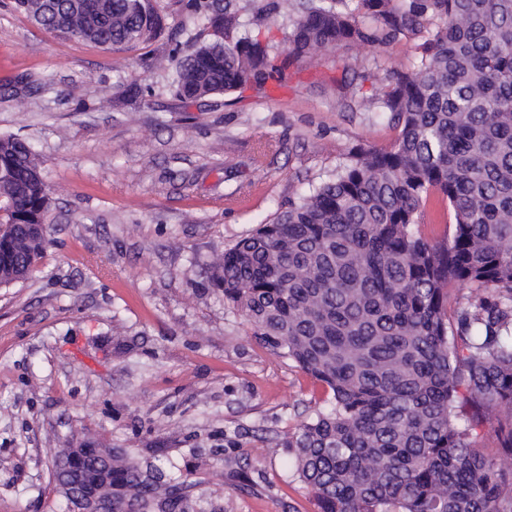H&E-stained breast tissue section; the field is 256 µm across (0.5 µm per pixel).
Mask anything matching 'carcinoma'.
Returning a JSON list of instances; mask_svg holds the SVG:
<instances>
[{"mask_svg":"<svg viewBox=\"0 0 512 512\" xmlns=\"http://www.w3.org/2000/svg\"><path fill=\"white\" fill-rule=\"evenodd\" d=\"M14 3L102 47L164 31L148 0ZM186 8L209 40L176 62L184 103L280 85L314 47L414 42L368 105L396 141L352 149L225 249L209 284L328 393L286 441L318 512H512V0H304L284 50L252 37L232 0ZM51 206L38 154L0 135V284L39 270L47 234L22 225ZM432 211L451 224L439 238L421 230ZM463 286L467 306L448 310ZM57 454L68 512V484L112 494L116 512H187L193 483L171 462L89 438Z\"/></svg>","mask_w":512,"mask_h":512,"instance_id":"carcinoma-1","label":"carcinoma"}]
</instances>
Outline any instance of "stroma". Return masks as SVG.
Listing matches in <instances>:
<instances>
[{
	"label": "stroma",
	"instance_id": "stroma-1",
	"mask_svg": "<svg viewBox=\"0 0 512 512\" xmlns=\"http://www.w3.org/2000/svg\"><path fill=\"white\" fill-rule=\"evenodd\" d=\"M149 0L158 39L63 40L0 0V135L53 189L40 272L0 288V512H63L50 449L74 431L196 481L190 512H318L284 443L322 391L207 288L211 264L395 125L367 111L414 45H333L287 81L185 104L173 52L207 33Z\"/></svg>",
	"mask_w": 512,
	"mask_h": 512
}]
</instances>
